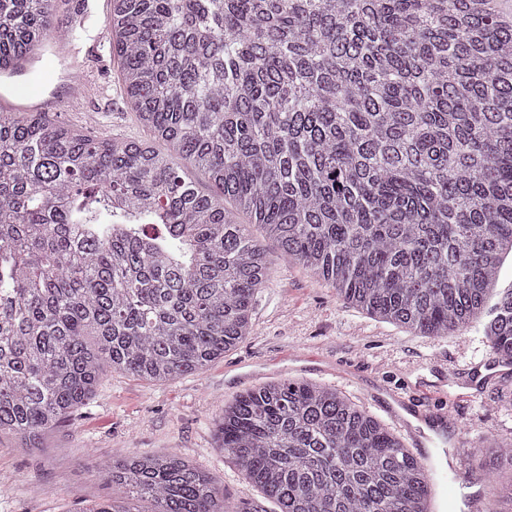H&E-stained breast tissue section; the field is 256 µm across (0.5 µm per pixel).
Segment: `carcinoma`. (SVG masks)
<instances>
[{
    "label": "carcinoma",
    "mask_w": 512,
    "mask_h": 512,
    "mask_svg": "<svg viewBox=\"0 0 512 512\" xmlns=\"http://www.w3.org/2000/svg\"><path fill=\"white\" fill-rule=\"evenodd\" d=\"M56 2L0 0V68ZM109 30L167 152L0 110V436L40 448L104 366L167 381L247 336L268 258L240 212L346 303L437 338L483 314L512 360V287L495 288L512 255V16L495 0H112ZM216 428L279 512H429L426 464L334 388L268 384ZM489 441L472 459L512 466V443ZM87 466L151 512H263L176 451ZM172 162L179 169L183 178L186 181L191 182L198 191L204 194H211L214 192L215 188L204 172L196 169L194 166L176 155H173Z\"/></svg>",
    "instance_id": "obj_1"
}]
</instances>
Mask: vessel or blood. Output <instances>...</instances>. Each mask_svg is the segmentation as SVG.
<instances>
[{"instance_id": "obj_1", "label": "vessel or blood", "mask_w": 512, "mask_h": 512, "mask_svg": "<svg viewBox=\"0 0 512 512\" xmlns=\"http://www.w3.org/2000/svg\"><path fill=\"white\" fill-rule=\"evenodd\" d=\"M111 0H73L70 12L63 20L52 23L46 40L35 47L26 58L11 68L0 71V85L19 90L15 101L22 112H42L51 116L70 111L73 102L94 88L98 97L110 98L108 86L96 83L90 68L91 61L107 60L109 50L103 34L86 37L82 45L73 44L70 35L85 29L90 17L108 18ZM53 59L60 74L53 86L32 89L30 77L45 59Z\"/></svg>"}]
</instances>
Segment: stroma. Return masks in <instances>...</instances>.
I'll use <instances>...</instances> for the list:
<instances>
[{
  "label": "stroma",
  "mask_w": 512,
  "mask_h": 512,
  "mask_svg": "<svg viewBox=\"0 0 512 512\" xmlns=\"http://www.w3.org/2000/svg\"><path fill=\"white\" fill-rule=\"evenodd\" d=\"M100 80L112 87V112L81 100L58 122L85 135L152 141L151 131L125 100L120 67L108 59ZM249 224L270 261L258 289L248 336L205 369L165 382L104 370L88 405L49 432L40 452L0 440V512H82L106 497L108 485L86 465L89 454L123 458L134 451H178L223 488L226 499L272 512L274 505L225 459L214 427L225 403L239 394L287 379L335 387L397 434L421 430L437 469L459 468L456 481L439 483L440 512H470L469 495L481 494L482 512L507 503L483 494L486 476L466 468L465 432L512 441V369L480 387L471 381L478 363H500L480 325L445 338L418 335L349 307L335 288L283 256L260 226ZM396 393L412 407L448 415V427L420 428L407 413L389 416L377 401Z\"/></svg>",
  "instance_id": "stroma-1"
}]
</instances>
